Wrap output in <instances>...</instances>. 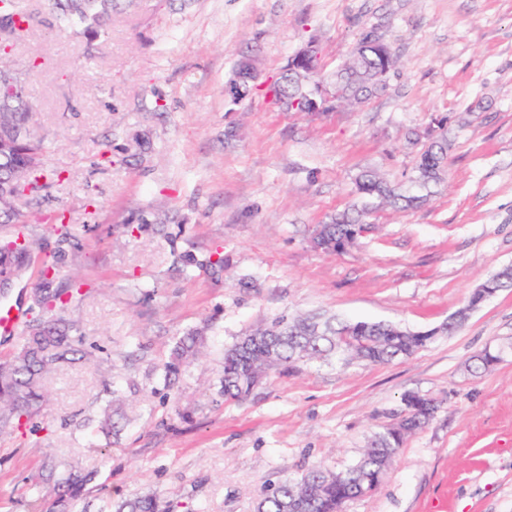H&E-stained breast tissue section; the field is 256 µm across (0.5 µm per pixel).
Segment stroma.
Listing matches in <instances>:
<instances>
[{
    "mask_svg": "<svg viewBox=\"0 0 512 512\" xmlns=\"http://www.w3.org/2000/svg\"><path fill=\"white\" fill-rule=\"evenodd\" d=\"M25 5L11 58L62 180L20 204L33 248L9 296L30 305L55 260L59 287L80 284L71 316L87 357L45 377L33 428L0 435V512L49 493L47 453L94 475L74 512L149 494L170 512H255L280 479L356 464L410 393L437 413L343 512H512V288L466 308L512 265V0H116L96 35L58 27L48 0ZM373 27L399 58L384 94L319 116L274 104L305 43L328 74ZM241 54L259 78L232 108L224 84ZM441 119L447 173L426 205L358 193L368 169L408 189L423 149L411 136ZM353 204L365 231L317 250V225ZM50 213L67 236L40 222ZM318 312L435 336L387 364L301 362L245 399L218 396L225 350ZM195 328L203 355L167 383L173 342ZM486 351L499 362L475 369ZM116 395L107 440L98 420Z\"/></svg>",
    "mask_w": 512,
    "mask_h": 512,
    "instance_id": "obj_1",
    "label": "stroma"
}]
</instances>
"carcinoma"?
Masks as SVG:
<instances>
[{
	"instance_id": "1",
	"label": "carcinoma",
	"mask_w": 512,
	"mask_h": 512,
	"mask_svg": "<svg viewBox=\"0 0 512 512\" xmlns=\"http://www.w3.org/2000/svg\"><path fill=\"white\" fill-rule=\"evenodd\" d=\"M113 0H52L57 24L69 28L100 30L111 19ZM0 10L17 16L14 37L27 31L30 15L19 0H0ZM361 33L358 50L332 74L331 84L336 103L356 107L384 92L387 81L380 77V49L372 35ZM10 55L0 57V127L11 133L0 136V178H11L15 196L35 193L61 181L62 175L44 161V148L30 134V106L21 96H9L6 80L17 76L9 65ZM251 66L250 75L257 78V67L249 59H240L224 85L228 105L240 103L236 94L238 77ZM276 102L293 112L291 101L306 93L298 76L283 74L271 89ZM432 138L420 154L414 193L398 194L377 173L364 171L356 178L359 192L378 200L381 205L395 208H416L427 202L433 189L442 181L448 143L442 130ZM364 211L352 207L336 213L328 222L318 225L314 240L326 250L338 251L350 244L363 230ZM26 215L11 204L0 202V224L16 226L15 234L0 241V280H7L12 269L19 268L28 258L30 246L22 232ZM57 266L45 260L41 279L34 289L30 313L20 344L7 358L0 360V432L19 430L40 410L44 402L43 377L76 354V339L72 336L73 321L68 308L73 295L56 284ZM429 337L393 324L382 322L338 323L334 317L316 315L281 317L271 324L241 337L224 354V368L219 395L241 400L269 372L296 362L329 360L349 362L363 360L376 364L389 363L408 357L425 347ZM205 345L202 331L193 330L174 342L170 361L165 363L167 379L178 375L181 366L201 353ZM427 400L420 397L408 402V415L396 424L375 434L370 448L350 470L329 473L319 467L298 478H285L272 486L260 500L257 512H338L342 504L376 489L389 464L402 445L405 436L424 427L430 421L425 410ZM42 471L55 479V496L34 500L32 512H70L71 501L79 496L93 476L77 464L69 463L58 471L55 459L46 457ZM116 512H169L159 498L141 496L117 505Z\"/></svg>"
}]
</instances>
